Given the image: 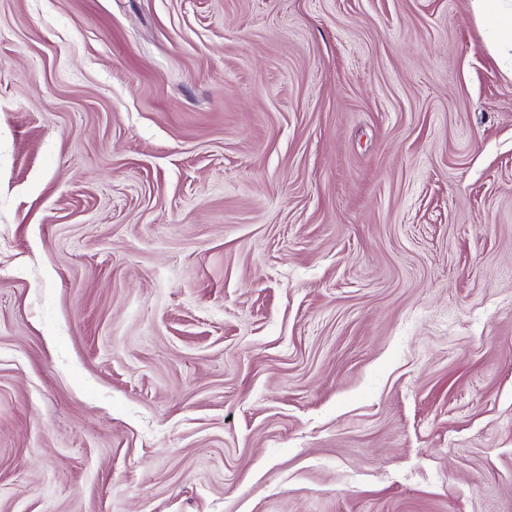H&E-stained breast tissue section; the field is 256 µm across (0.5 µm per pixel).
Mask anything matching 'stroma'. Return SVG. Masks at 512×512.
<instances>
[{"label": "stroma", "mask_w": 512, "mask_h": 512, "mask_svg": "<svg viewBox=\"0 0 512 512\" xmlns=\"http://www.w3.org/2000/svg\"><path fill=\"white\" fill-rule=\"evenodd\" d=\"M0 512H512L473 0H0Z\"/></svg>", "instance_id": "stroma-1"}]
</instances>
